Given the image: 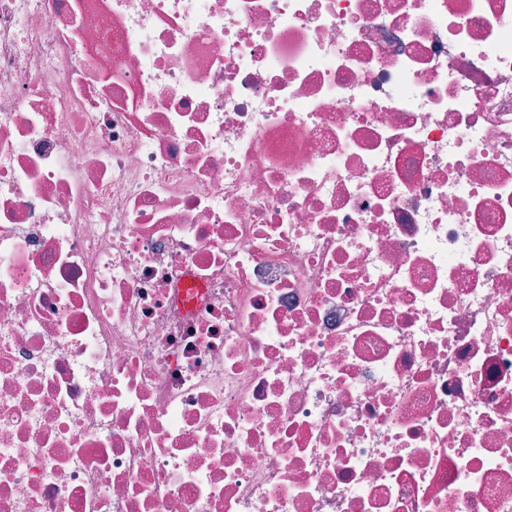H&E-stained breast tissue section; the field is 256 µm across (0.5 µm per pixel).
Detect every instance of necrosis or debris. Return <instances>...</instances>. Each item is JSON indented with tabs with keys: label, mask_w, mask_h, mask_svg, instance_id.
I'll list each match as a JSON object with an SVG mask.
<instances>
[{
	"label": "necrosis or debris",
	"mask_w": 512,
	"mask_h": 512,
	"mask_svg": "<svg viewBox=\"0 0 512 512\" xmlns=\"http://www.w3.org/2000/svg\"><path fill=\"white\" fill-rule=\"evenodd\" d=\"M0 512H512V0H0Z\"/></svg>",
	"instance_id": "4bbe7bcc"
}]
</instances>
